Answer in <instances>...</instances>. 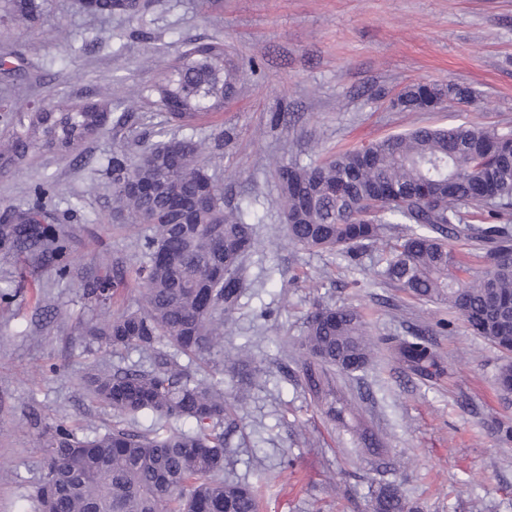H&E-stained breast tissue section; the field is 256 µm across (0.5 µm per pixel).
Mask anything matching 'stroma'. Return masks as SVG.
<instances>
[{"label":"stroma","instance_id":"35a3bbf8","mask_svg":"<svg viewBox=\"0 0 512 512\" xmlns=\"http://www.w3.org/2000/svg\"><path fill=\"white\" fill-rule=\"evenodd\" d=\"M223 39L240 65L237 91L223 111L189 134L230 205L260 219L247 260L252 282L224 319L223 348L210 368L263 380L235 403L224 477L254 486L259 512H370L371 486L396 484L417 512H512V400L495 382L502 354L466 330L447 306L413 298L380 275L383 243L341 252H306L281 222L272 158L310 163L419 126L461 124L512 130V0H154L142 16L92 20L76 0H46L39 23H0V90L17 105L75 99L107 89L128 114L71 155L36 152L0 172V212L28 203L44 185L47 209L75 211L64 260L67 278L31 254L0 248V512H36L48 450L40 435L62 424L77 434L111 430L110 409L93 403L90 368L146 364L134 349L90 343L89 323L136 307L140 292L119 289L110 308L91 302L90 269L134 260L139 232L112 221L115 146L134 154L176 132L166 112L141 97L166 64L197 42ZM458 83L471 103L434 111L393 107L408 86ZM232 140H225V132ZM319 306L353 307L375 345L366 374L344 390L361 419L328 426L297 386L295 344ZM428 331L442 370L420 379L389 353L393 338ZM252 359L239 365L237 351ZM369 428L386 449L377 469L357 434Z\"/></svg>","mask_w":512,"mask_h":512}]
</instances>
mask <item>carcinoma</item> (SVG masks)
<instances>
[{"label":"carcinoma","instance_id":"carcinoma-1","mask_svg":"<svg viewBox=\"0 0 512 512\" xmlns=\"http://www.w3.org/2000/svg\"><path fill=\"white\" fill-rule=\"evenodd\" d=\"M92 19L138 17L140 0H79ZM42 0H0V22H33ZM238 66L224 42L197 43L142 94L182 128L224 108L236 92ZM473 92L458 84H418L396 105L433 111L468 104ZM126 123L122 104L98 92L61 105L55 100L17 109L12 89L0 97V168L24 166L32 153L66 155L109 126ZM112 213L130 225H147L139 264L122 260L92 275L87 295L100 306L129 277L143 285V301L87 335L108 349L132 348L148 366L91 373L85 385L100 405L133 419L152 413L188 430L140 432L115 427L79 437L57 426L50 434L47 473L37 492L40 512H258L253 488L221 478L226 458L224 423L230 419L224 381L199 378L190 366L160 352L170 344L197 362L222 343L224 317L251 287L245 260L257 245L254 221L241 207L224 205L193 137L172 136L152 151L131 155L120 147L108 163ZM281 218L291 242L306 251L347 252L380 240L389 224L406 231L382 250V276L412 297L448 305L466 328L506 356L512 354V131L477 126L419 127L301 165L273 162ZM0 248L37 251L53 262L65 248L62 220L41 198L6 208ZM490 244L488 267L471 277L449 241ZM297 358L302 389L334 421L336 375L353 376L371 363L366 321L355 308L319 307L307 317ZM393 355L414 376L438 370L436 354L421 333L397 338ZM509 395L512 361L496 375ZM371 512H415L393 484L374 492Z\"/></svg>","mask_w":512,"mask_h":512}]
</instances>
